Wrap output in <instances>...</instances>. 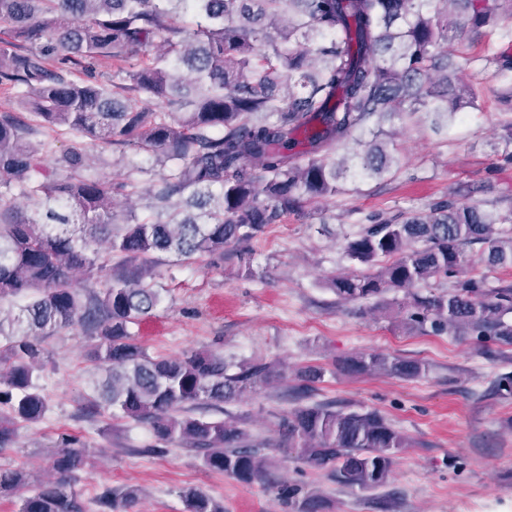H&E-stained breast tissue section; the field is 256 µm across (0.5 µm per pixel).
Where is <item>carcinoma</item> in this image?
<instances>
[{
	"mask_svg": "<svg viewBox=\"0 0 512 512\" xmlns=\"http://www.w3.org/2000/svg\"><path fill=\"white\" fill-rule=\"evenodd\" d=\"M457 6L460 33L495 21L512 0H443ZM430 0H0V23L14 42L0 48V87L16 91L31 115L20 124L0 115V451L25 424L48 411L37 372L41 340L79 322L98 337L92 352L105 370L87 397L91 408L147 422L156 438L185 441L203 464L240 482L269 476L271 461L242 422L207 419L217 410L283 375L268 363L230 372L224 356L192 351L154 358L136 343L130 325L162 301L151 285L161 256L220 257L224 246L249 241L304 198L336 195L339 180L389 171L394 156L377 142L385 118L430 112L453 121L474 93L463 90L456 65L441 52L448 22L425 10ZM288 26L267 28L283 15ZM163 52L151 56L149 48ZM138 57L121 82L71 78L101 59ZM148 98L157 108L136 106ZM39 128H64L104 146L159 157L167 173L142 188L83 174L79 152L44 168L51 142L33 144ZM371 135L347 160L336 148ZM140 196L156 214L135 211L118 220L115 196ZM107 245L122 266L103 287H80L79 273L101 268L96 247ZM480 246L490 270L512 269V204L501 212L472 203L437 202L428 214L402 221L378 218L347 239L349 260L366 267L339 274L328 287L344 302L409 295L406 320L436 335L452 333L512 345V283L488 289L466 273L467 248ZM454 279L446 292L413 288ZM5 300L22 304L1 306ZM357 375L418 378L420 362L361 354L343 363ZM280 446L337 484L372 490L389 479L409 438L376 410L317 403L281 418ZM55 477L31 482L27 472L0 468V493L32 486L20 512H84L71 488L86 462L80 440L61 433ZM293 512H324L322 496L297 497ZM134 489L97 503L125 512ZM184 512H224L200 491L183 495Z\"/></svg>",
	"mask_w": 512,
	"mask_h": 512,
	"instance_id": "carcinoma-1",
	"label": "carcinoma"
}]
</instances>
